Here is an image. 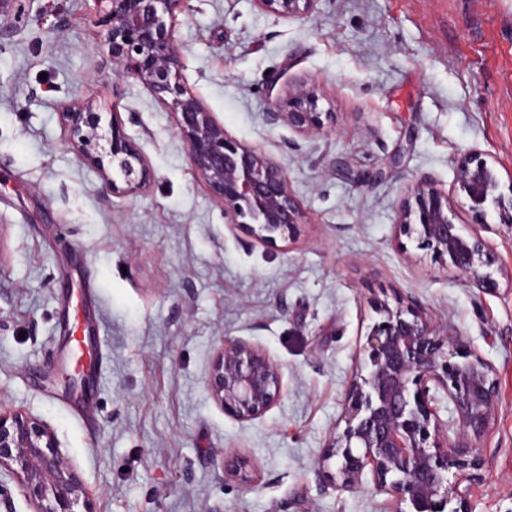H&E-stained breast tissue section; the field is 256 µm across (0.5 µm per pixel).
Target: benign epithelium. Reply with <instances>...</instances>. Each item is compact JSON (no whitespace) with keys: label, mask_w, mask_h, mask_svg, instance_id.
<instances>
[{"label":"benign epithelium","mask_w":512,"mask_h":512,"mask_svg":"<svg viewBox=\"0 0 512 512\" xmlns=\"http://www.w3.org/2000/svg\"><path fill=\"white\" fill-rule=\"evenodd\" d=\"M112 27L107 40L112 62L152 91L174 115L197 175L224 204L229 224L249 218L260 241L293 231L302 219L284 170L261 152L229 140L221 124L181 84L180 52L174 39L176 15L190 0H108ZM283 18L312 9L316 0H256ZM77 155L102 175L107 166L123 176L124 191L145 187L152 177L147 159L116 125L103 132L100 113L76 102L62 113ZM271 125L288 121L301 132L320 129L315 99L299 87L266 113ZM457 183L471 207L492 205L500 224H512V197L497 194L496 168L481 158H464ZM401 217L404 228L456 271L484 290L498 281L486 271L488 246L477 231L448 219V198L427 178L410 186ZM367 335L366 375L347 395L344 431L330 440L325 460L335 459L341 486L351 488L371 467L377 490L409 499L415 512H446L460 483L480 459L468 440L488 427L496 402L493 368L464 348L454 328L435 329L412 308L384 303ZM281 368L262 349L242 340L223 341L209 377L213 398L242 421L269 410L282 391ZM444 390L450 418L433 408L432 389ZM456 436H448V429ZM17 480L34 512H78L84 496L82 473L59 451L50 428L24 411H0V475Z\"/></svg>","instance_id":"1"}]
</instances>
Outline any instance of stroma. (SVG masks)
I'll return each instance as SVG.
<instances>
[{
    "instance_id": "stroma-1",
    "label": "stroma",
    "mask_w": 512,
    "mask_h": 512,
    "mask_svg": "<svg viewBox=\"0 0 512 512\" xmlns=\"http://www.w3.org/2000/svg\"><path fill=\"white\" fill-rule=\"evenodd\" d=\"M174 37L184 86L228 139L278 163L304 218L265 243L227 224L167 105L113 66L94 0H12L0 24V409L52 430L91 512H412L371 472L343 491L325 445L379 302L414 300L494 369L498 394L463 512H512V225L459 195L458 164H493L512 195V0H316L282 18L256 0H191ZM322 128L265 120L298 85ZM91 103L147 159L116 192L61 114ZM384 179H374L377 170ZM478 230L486 291L418 248L399 211L415 179ZM94 328L75 392L76 324ZM264 349L280 400L242 421L207 387L224 340Z\"/></svg>"
}]
</instances>
